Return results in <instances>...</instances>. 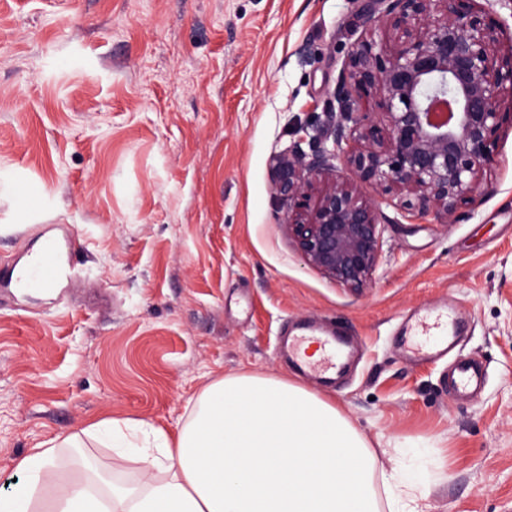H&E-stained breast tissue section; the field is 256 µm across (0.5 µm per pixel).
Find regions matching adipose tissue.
<instances>
[{"mask_svg":"<svg viewBox=\"0 0 512 512\" xmlns=\"http://www.w3.org/2000/svg\"><path fill=\"white\" fill-rule=\"evenodd\" d=\"M137 464L117 484L79 474L62 453L85 440ZM378 456L324 395L278 376L234 374L206 385L175 435L103 417L83 434L55 437L17 460L21 482L0 512H423L427 478Z\"/></svg>","mask_w":512,"mask_h":512,"instance_id":"adipose-tissue-1","label":"adipose tissue"}]
</instances>
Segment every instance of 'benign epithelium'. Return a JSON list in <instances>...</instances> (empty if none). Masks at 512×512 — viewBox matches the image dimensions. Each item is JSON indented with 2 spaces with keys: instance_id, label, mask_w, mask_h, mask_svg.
Segmentation results:
<instances>
[{
  "instance_id": "1",
  "label": "benign epithelium",
  "mask_w": 512,
  "mask_h": 512,
  "mask_svg": "<svg viewBox=\"0 0 512 512\" xmlns=\"http://www.w3.org/2000/svg\"><path fill=\"white\" fill-rule=\"evenodd\" d=\"M364 33L384 23L403 30L386 53L361 39L334 91L338 112L311 135L270 158L277 194L288 201L284 226L309 265L360 289L372 279L389 219L339 179L415 196L407 209L440 219L473 199L492 166V147L512 126V24L478 0H368ZM374 99L382 123L364 109ZM308 143L309 150L301 144Z\"/></svg>"
}]
</instances>
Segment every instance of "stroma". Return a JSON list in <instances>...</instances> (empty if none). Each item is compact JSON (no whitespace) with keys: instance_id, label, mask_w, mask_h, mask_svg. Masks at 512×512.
<instances>
[{"instance_id":"obj_1","label":"stroma","mask_w":512,"mask_h":512,"mask_svg":"<svg viewBox=\"0 0 512 512\" xmlns=\"http://www.w3.org/2000/svg\"><path fill=\"white\" fill-rule=\"evenodd\" d=\"M357 9L0 0V268L39 224L79 247L69 288H0V486L29 448L105 415L176 434L205 384L252 373L336 400L380 467L422 460L426 512H512V129L448 221L361 184L389 219L367 288L308 265L282 224L269 160L329 111ZM441 305L454 355L483 366L475 397L452 398L447 359L414 345ZM303 321L352 339L335 378L283 347Z\"/></svg>"}]
</instances>
